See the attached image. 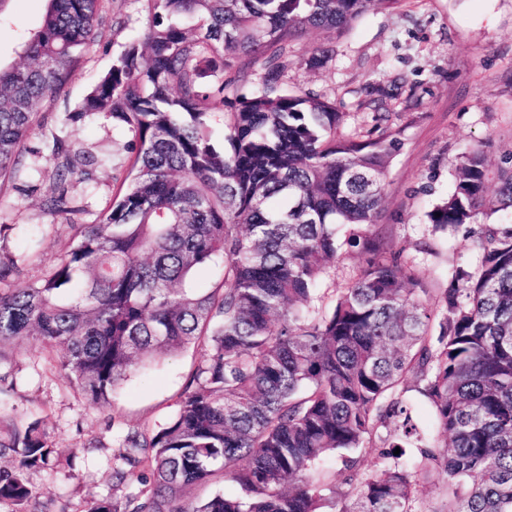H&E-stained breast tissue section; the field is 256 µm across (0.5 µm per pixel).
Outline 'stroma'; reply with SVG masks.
<instances>
[{"label": "stroma", "instance_id": "stroma-1", "mask_svg": "<svg viewBox=\"0 0 512 512\" xmlns=\"http://www.w3.org/2000/svg\"><path fill=\"white\" fill-rule=\"evenodd\" d=\"M47 8V0L0 5V67L20 63ZM101 9L106 24L64 100L40 110L25 143L31 176L0 186V250L21 258L30 280L61 260L70 238L67 217L41 208L55 188L56 162L46 142L58 134L102 158L101 166L68 185L75 204L93 212L110 199L128 162L130 136L111 116L69 117L146 27L145 0H103ZM327 43L333 57L321 68L306 67L313 49ZM279 89L336 101L346 135L367 134L374 114L388 113V127L400 141L387 168L381 218L392 249L428 288L425 302L433 308L455 270L476 273L478 258L465 232L436 233L426 214L447 195L463 153L481 150L495 166L512 154V0H402L398 8L370 11L344 33H311L291 44ZM202 361L200 347L185 349L133 373L108 404L92 407L60 372L56 354L27 347L10 367L12 391L0 402V435L12 424L40 421L68 461L32 474L31 481L43 500L65 501L72 512H82L88 493H111L123 434L170 417Z\"/></svg>", "mask_w": 512, "mask_h": 512}]
</instances>
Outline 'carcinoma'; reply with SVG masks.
I'll use <instances>...</instances> for the list:
<instances>
[{"label":"carcinoma","instance_id":"carcinoma-1","mask_svg":"<svg viewBox=\"0 0 512 512\" xmlns=\"http://www.w3.org/2000/svg\"><path fill=\"white\" fill-rule=\"evenodd\" d=\"M48 2L23 61L0 68V183L28 169L39 110L104 22L101 0ZM146 2L143 37L77 110L127 128V175L93 221L71 224L72 246L41 279L0 256V367L11 364L4 345L38 344L100 406L147 363L204 350L175 413L124 435L114 493L89 494L82 512H512V224L480 221L512 214V155L490 195L487 158L466 153L426 214L437 232L468 228L479 258L476 275L455 271L437 311L378 231L398 144L388 115L375 113L374 137H338L336 102L278 90L289 43L401 0ZM332 55L319 46L305 65ZM261 58L265 90L232 103L220 150L205 116ZM48 149L56 187L41 207L77 213L68 141ZM344 246L363 264L320 311L319 281ZM207 267L221 271L218 285L192 287ZM410 391L433 412L431 439L404 402ZM373 448L382 465L366 471ZM330 453L342 458L334 482L318 470ZM61 455L39 422L13 426L0 438V509L70 512L49 508L30 480ZM218 470L240 494L183 499ZM440 475V504L428 507L415 479Z\"/></svg>","mask_w":512,"mask_h":512}]
</instances>
